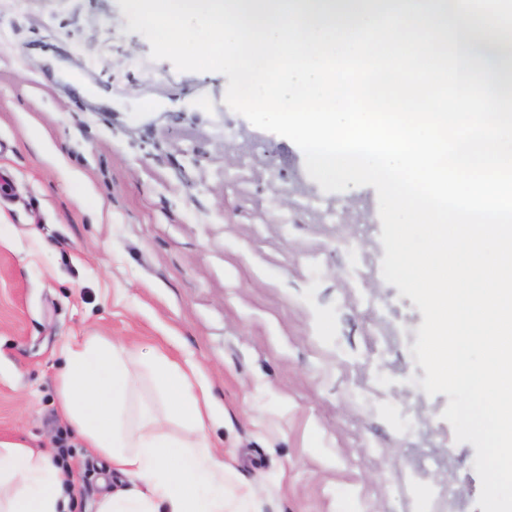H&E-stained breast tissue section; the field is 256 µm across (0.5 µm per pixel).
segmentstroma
Instances as JSON below:
<instances>
[{
	"label": "stroma",
	"instance_id": "stroma-1",
	"mask_svg": "<svg viewBox=\"0 0 512 512\" xmlns=\"http://www.w3.org/2000/svg\"><path fill=\"white\" fill-rule=\"evenodd\" d=\"M118 0H0V442L64 455L73 512L119 487L61 410L65 349L161 355L254 512H482L472 444L381 274L373 187L324 192L228 79L150 57Z\"/></svg>",
	"mask_w": 512,
	"mask_h": 512
}]
</instances>
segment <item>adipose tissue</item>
<instances>
[{
  "label": "adipose tissue",
  "instance_id": "1",
  "mask_svg": "<svg viewBox=\"0 0 512 512\" xmlns=\"http://www.w3.org/2000/svg\"><path fill=\"white\" fill-rule=\"evenodd\" d=\"M137 368L122 343L91 339L68 349L60 376L72 424L131 481L105 495L97 512H224V461L205 442L206 393L168 360L155 359L151 372L166 410L185 429L180 437L165 435L150 409L129 415ZM61 484L46 450L0 444V512H69Z\"/></svg>",
  "mask_w": 512,
  "mask_h": 512
}]
</instances>
